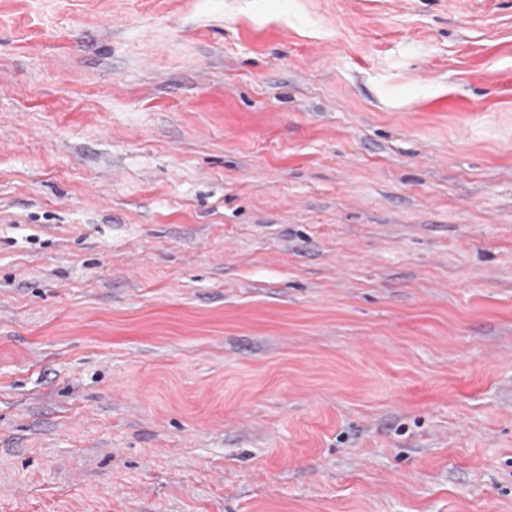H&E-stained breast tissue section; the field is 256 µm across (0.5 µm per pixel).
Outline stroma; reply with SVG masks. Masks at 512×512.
Here are the masks:
<instances>
[{"label":"stroma","instance_id":"obj_1","mask_svg":"<svg viewBox=\"0 0 512 512\" xmlns=\"http://www.w3.org/2000/svg\"><path fill=\"white\" fill-rule=\"evenodd\" d=\"M0 512H512V0H0Z\"/></svg>","mask_w":512,"mask_h":512}]
</instances>
